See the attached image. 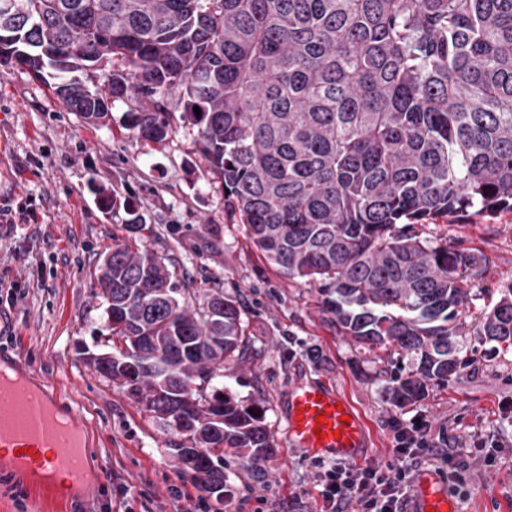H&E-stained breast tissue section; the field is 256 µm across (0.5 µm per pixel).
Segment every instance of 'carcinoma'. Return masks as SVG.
Masks as SVG:
<instances>
[{"label": "carcinoma", "mask_w": 512, "mask_h": 512, "mask_svg": "<svg viewBox=\"0 0 512 512\" xmlns=\"http://www.w3.org/2000/svg\"><path fill=\"white\" fill-rule=\"evenodd\" d=\"M3 23L24 71L89 124L125 92L141 103L128 129L159 143L180 94L253 245L316 285L345 335L411 357L407 374L385 370L394 406L464 368L458 337L486 257L418 226L512 210V0H0ZM67 40L77 49L60 59ZM104 199L135 238L99 278L112 342L84 363L173 416L241 353L239 308L221 288L184 287L139 239L144 216ZM477 335L512 345V288ZM133 346L132 372L119 357ZM251 409L202 395L185 411L182 455L203 456L178 474L221 504L230 466L261 479L273 455Z\"/></svg>", "instance_id": "1"}]
</instances>
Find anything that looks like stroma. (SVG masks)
<instances>
[{"instance_id":"35a3bbf8","label":"stroma","mask_w":512,"mask_h":512,"mask_svg":"<svg viewBox=\"0 0 512 512\" xmlns=\"http://www.w3.org/2000/svg\"><path fill=\"white\" fill-rule=\"evenodd\" d=\"M139 106L133 98L117 101L109 122L91 125L23 70L0 63V202L26 209L16 223H0V289L17 281L28 290L17 304L0 303V337L29 371L57 380L92 425L101 488L75 499L69 512H104L105 491L114 485L124 487L132 512H174L169 488L182 482L169 451L182 447L184 436L79 355L84 347L101 351L108 335L97 277L104 255L126 235L122 216L102 203L103 188L120 191L144 214L154 229L148 246L175 264L187 287L223 288L239 307L245 354L227 363L219 386L236 400L260 403L275 453L263 479L234 472L230 502L208 499L207 512H254L260 496L265 512H315L313 461L284 437L282 406L301 380L349 396L365 420L373 462L395 446L392 419L424 421L431 447L455 449L472 463V482L459 498L463 512H512V349L474 333L512 287V211L422 226L428 239L481 251L487 269L470 294L465 369L399 409L389 400L381 350L345 336L318 288L282 276L230 216L223 185L181 120L183 102L169 98L173 131L159 143L127 129L126 113ZM495 445L504 454L482 467L481 448Z\"/></svg>"}]
</instances>
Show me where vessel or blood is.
I'll use <instances>...</instances> for the list:
<instances>
[{
	"instance_id": "1",
	"label": "vessel or blood",
	"mask_w": 512,
	"mask_h": 512,
	"mask_svg": "<svg viewBox=\"0 0 512 512\" xmlns=\"http://www.w3.org/2000/svg\"><path fill=\"white\" fill-rule=\"evenodd\" d=\"M333 433L317 438L318 416ZM289 444L308 455L351 463L368 461L369 438L361 415L329 385L301 382L288 392L284 411ZM89 424L61 386L49 379L10 385L0 379V474L36 475L29 491L48 512H67L74 495H86ZM413 512H459L442 478L422 471L412 491Z\"/></svg>"
}]
</instances>
